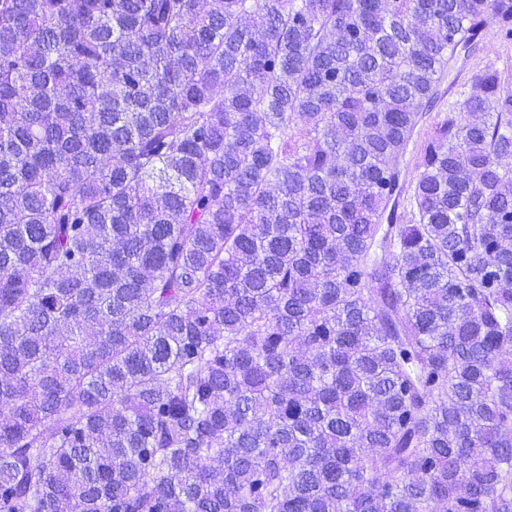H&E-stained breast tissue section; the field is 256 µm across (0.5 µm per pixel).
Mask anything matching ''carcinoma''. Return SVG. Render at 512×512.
<instances>
[{
  "label": "carcinoma",
  "mask_w": 512,
  "mask_h": 512,
  "mask_svg": "<svg viewBox=\"0 0 512 512\" xmlns=\"http://www.w3.org/2000/svg\"><path fill=\"white\" fill-rule=\"evenodd\" d=\"M489 22L0 0V512H512L503 72L420 126Z\"/></svg>",
  "instance_id": "1"
}]
</instances>
